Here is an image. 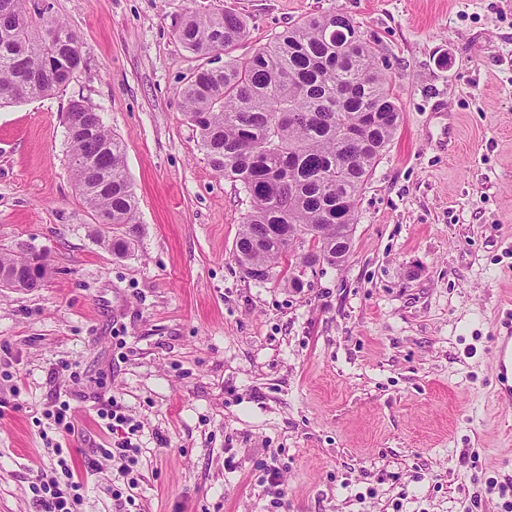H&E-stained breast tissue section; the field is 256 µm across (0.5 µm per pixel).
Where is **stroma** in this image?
<instances>
[{
  "label": "stroma",
  "instance_id": "obj_1",
  "mask_svg": "<svg viewBox=\"0 0 512 512\" xmlns=\"http://www.w3.org/2000/svg\"><path fill=\"white\" fill-rule=\"evenodd\" d=\"M48 2L82 65L0 108V257L50 267L42 288H0V512H38L31 483L55 476L60 442L81 512H128L97 451L113 399L140 425L139 512H504L486 486L512 481V409L491 394L487 336L512 294V0ZM224 11L248 26L232 58L348 15L399 96L347 263L300 291L242 277L249 199L184 116L189 74L225 58L172 23ZM77 98L124 143L137 223H97L74 188ZM63 402L66 440L44 416Z\"/></svg>",
  "mask_w": 512,
  "mask_h": 512
}]
</instances>
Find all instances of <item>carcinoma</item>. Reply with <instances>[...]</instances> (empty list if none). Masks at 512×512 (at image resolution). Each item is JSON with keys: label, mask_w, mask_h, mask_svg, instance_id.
Listing matches in <instances>:
<instances>
[{"label": "carcinoma", "mask_w": 512, "mask_h": 512, "mask_svg": "<svg viewBox=\"0 0 512 512\" xmlns=\"http://www.w3.org/2000/svg\"><path fill=\"white\" fill-rule=\"evenodd\" d=\"M43 16L38 0H0V106L45 98L65 87L81 56L78 36ZM201 56L229 48L246 22L232 12L174 22ZM379 45L353 19L312 15L246 58L200 67L180 90L187 121L212 168L251 199L233 253L241 270L265 282L313 253L325 266L348 260L357 203L401 123L399 95L378 64ZM82 133L70 140L76 188L103 224L137 223V198L122 141L96 108L73 109Z\"/></svg>", "instance_id": "1"}]
</instances>
